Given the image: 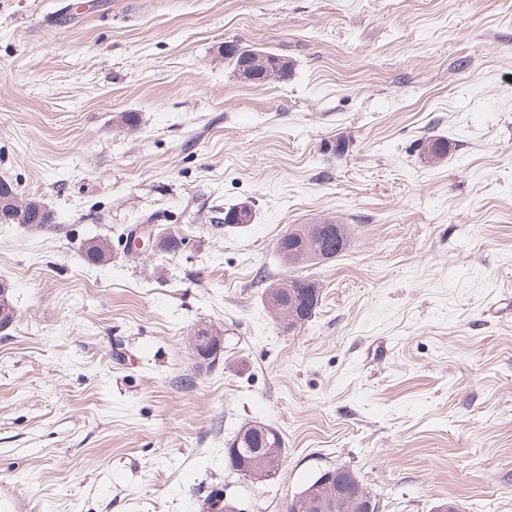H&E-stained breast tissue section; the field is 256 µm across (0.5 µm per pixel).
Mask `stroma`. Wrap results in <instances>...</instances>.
I'll list each match as a JSON object with an SVG mask.
<instances>
[{
	"instance_id": "stroma-1",
	"label": "stroma",
	"mask_w": 512,
	"mask_h": 512,
	"mask_svg": "<svg viewBox=\"0 0 512 512\" xmlns=\"http://www.w3.org/2000/svg\"><path fill=\"white\" fill-rule=\"evenodd\" d=\"M0 181L54 215L0 224V512H286L340 466L381 512H512V0H0ZM325 219L350 244L285 329L276 243ZM145 225L180 250L129 255ZM248 421L285 442L266 482L224 462ZM230 42L233 43V48L228 52L224 51V58L229 59L230 62H233L235 69L238 72L240 71L241 66L247 63L248 59H251L249 64L244 66L246 71L249 69L248 71L251 75V78L248 79L249 81L268 83L274 81L273 77H278L279 80L288 78V73L290 72L291 66L288 64V59L284 56L264 50H245L244 48L240 47L239 42L234 40ZM256 52L263 53V55H260L258 58H254L257 56ZM269 57L277 58L278 62L285 61L287 65V72L283 73L279 71L276 67L277 65L271 63ZM84 254L88 264L103 265L112 259L111 245L106 239L92 240L85 244Z\"/></svg>"
}]
</instances>
